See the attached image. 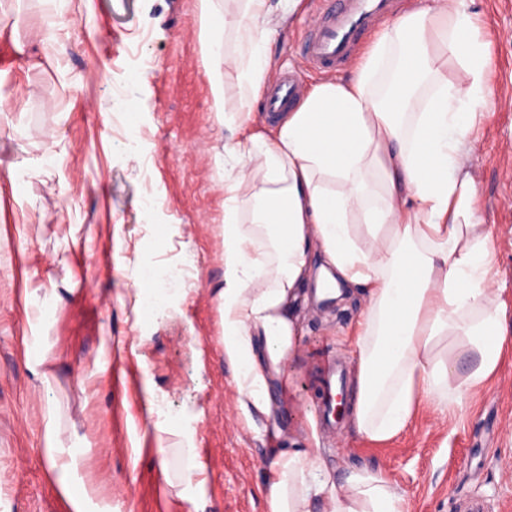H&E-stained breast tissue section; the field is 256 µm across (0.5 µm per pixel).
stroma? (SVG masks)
<instances>
[{"label":"stroma","mask_w":512,"mask_h":512,"mask_svg":"<svg viewBox=\"0 0 512 512\" xmlns=\"http://www.w3.org/2000/svg\"><path fill=\"white\" fill-rule=\"evenodd\" d=\"M493 63L494 96L471 141L478 214L492 228L497 281L512 305V0H470ZM231 25L227 61L248 56L241 0H214ZM314 0L270 41L274 71L322 79L301 56ZM199 0H0V512H70L42 455L55 409L92 512H266L270 451L305 445L338 470H382L405 512H512V350L498 372L439 415L421 409L373 444L320 434L309 377L322 349L352 360L363 302H306L302 335L275 385L279 411L248 428L224 362V144L217 113L263 124L262 99L215 103ZM137 133L139 147L127 138ZM157 206L144 217L142 201ZM188 271L168 307L144 314L146 267ZM42 352V379L28 361ZM280 436L269 435L270 427ZM189 432L204 464L191 498L157 448Z\"/></svg>","instance_id":"stroma-1"}]
</instances>
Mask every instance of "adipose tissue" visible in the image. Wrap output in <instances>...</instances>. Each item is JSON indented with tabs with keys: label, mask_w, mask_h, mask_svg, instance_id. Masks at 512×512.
<instances>
[{
	"label": "adipose tissue",
	"mask_w": 512,
	"mask_h": 512,
	"mask_svg": "<svg viewBox=\"0 0 512 512\" xmlns=\"http://www.w3.org/2000/svg\"><path fill=\"white\" fill-rule=\"evenodd\" d=\"M255 24L247 62L211 73L215 100L228 86L255 96L271 81L267 44L285 17L271 0H244ZM467 0H427L400 16L348 77L328 80L277 123L273 136L237 113L224 145V286L218 294L224 360L247 425L271 417L272 383L298 347V308L310 278L358 287L366 304L352 339L350 431L373 443L400 436L421 407L447 414L489 380L512 342V309L493 277L489 225L478 215L470 133L491 99L489 48ZM394 80L378 94L379 79ZM375 171L379 190L365 182ZM254 203L250 223L239 201ZM360 224H351L353 216ZM470 347V365L434 351L441 339ZM43 454L71 512H90L74 483L55 411ZM166 483L191 484L203 463L190 437L158 451ZM268 512H404L387 476L323 466L317 449L276 448Z\"/></svg>",
	"instance_id": "ef3b65f1"
}]
</instances>
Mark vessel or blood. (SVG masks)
<instances>
[{
  "instance_id": "vessel-or-blood-1",
  "label": "vessel or blood",
  "mask_w": 512,
  "mask_h": 512,
  "mask_svg": "<svg viewBox=\"0 0 512 512\" xmlns=\"http://www.w3.org/2000/svg\"><path fill=\"white\" fill-rule=\"evenodd\" d=\"M392 10L393 0H317V13L300 53L312 69L327 75L336 73L349 63L365 31L388 18ZM295 94V81L287 76L281 78L271 87L264 112L273 116L284 111ZM343 381V366L328 359L317 379L319 398L314 405L324 427L336 425V386Z\"/></svg>"
}]
</instances>
